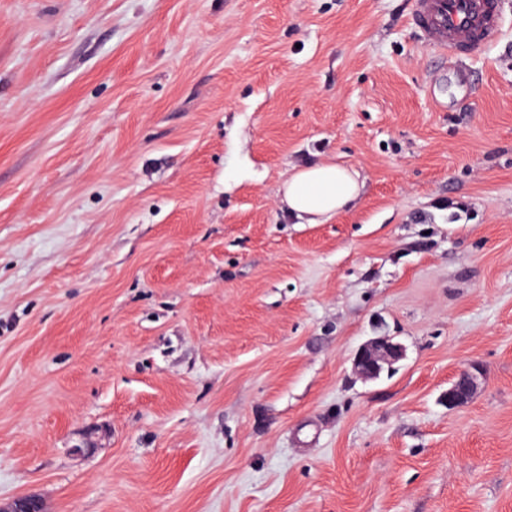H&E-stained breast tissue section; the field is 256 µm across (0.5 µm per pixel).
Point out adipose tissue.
Masks as SVG:
<instances>
[{"mask_svg":"<svg viewBox=\"0 0 512 512\" xmlns=\"http://www.w3.org/2000/svg\"><path fill=\"white\" fill-rule=\"evenodd\" d=\"M360 193L359 174L331 162H316L293 174L283 185L290 214L320 224L349 207Z\"/></svg>","mask_w":512,"mask_h":512,"instance_id":"adipose-tissue-1","label":"adipose tissue"}]
</instances>
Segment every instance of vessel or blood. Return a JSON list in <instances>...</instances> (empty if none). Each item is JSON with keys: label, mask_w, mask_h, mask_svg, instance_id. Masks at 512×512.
Segmentation results:
<instances>
[{"label": "vessel or blood", "mask_w": 512, "mask_h": 512, "mask_svg": "<svg viewBox=\"0 0 512 512\" xmlns=\"http://www.w3.org/2000/svg\"><path fill=\"white\" fill-rule=\"evenodd\" d=\"M410 19L427 48L461 62L498 33L495 0H412Z\"/></svg>", "instance_id": "1"}]
</instances>
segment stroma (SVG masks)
Masks as SVG:
<instances>
[{"label":"stroma","instance_id":"1","mask_svg":"<svg viewBox=\"0 0 512 512\" xmlns=\"http://www.w3.org/2000/svg\"><path fill=\"white\" fill-rule=\"evenodd\" d=\"M410 9L0 0L1 499L512 512V0L462 67ZM359 173L331 162H316L288 177L283 202L288 212L307 223L321 224L349 207L359 196ZM404 348L389 336H375L367 340L353 357V370L364 380H374L404 357ZM476 386V376L471 369L460 371L448 388L449 407H459L468 403L474 394Z\"/></svg>","mask_w":512,"mask_h":512}]
</instances>
